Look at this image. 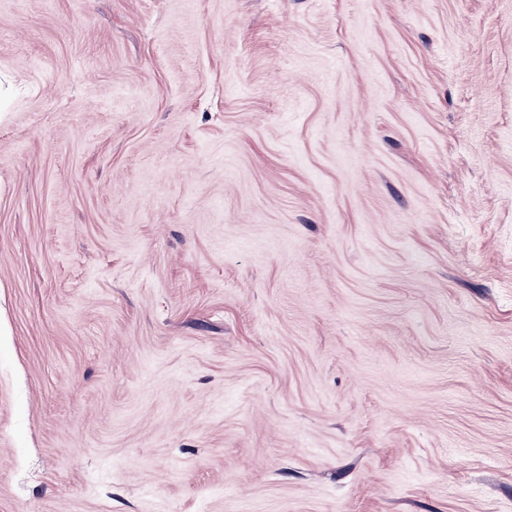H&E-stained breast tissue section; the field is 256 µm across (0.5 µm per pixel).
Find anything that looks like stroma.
Returning a JSON list of instances; mask_svg holds the SVG:
<instances>
[{"label":"stroma","instance_id":"1","mask_svg":"<svg viewBox=\"0 0 512 512\" xmlns=\"http://www.w3.org/2000/svg\"><path fill=\"white\" fill-rule=\"evenodd\" d=\"M0 512H512V0H0Z\"/></svg>","mask_w":512,"mask_h":512}]
</instances>
